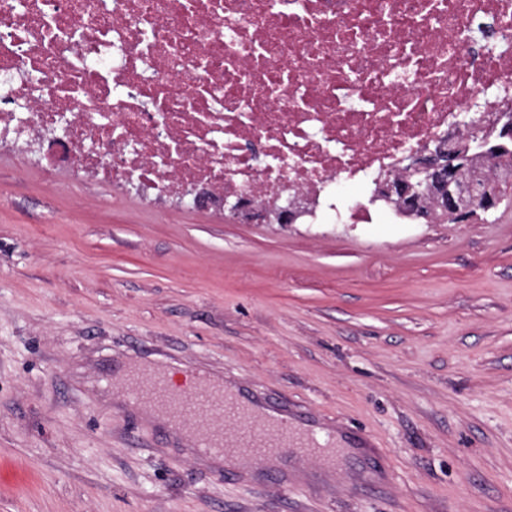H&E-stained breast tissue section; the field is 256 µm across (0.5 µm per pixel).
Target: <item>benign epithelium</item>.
<instances>
[{
	"mask_svg": "<svg viewBox=\"0 0 512 512\" xmlns=\"http://www.w3.org/2000/svg\"><path fill=\"white\" fill-rule=\"evenodd\" d=\"M484 144L477 132L463 138L450 131L437 149L409 155L402 175L376 179L374 195L398 205L411 218L426 222L434 217V213L421 206V200L428 196L444 217L455 223H467L477 211L497 208L502 202V180L512 178L508 170L496 179L484 175V152L480 151ZM229 212L254 222H268L273 217L281 224H292L300 216L302 206L294 199L287 209L272 214L239 200Z\"/></svg>",
	"mask_w": 512,
	"mask_h": 512,
	"instance_id": "benign-epithelium-1",
	"label": "benign epithelium"
}]
</instances>
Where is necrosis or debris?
Wrapping results in <instances>:
<instances>
[{
	"label": "necrosis or debris",
	"mask_w": 512,
	"mask_h": 512,
	"mask_svg": "<svg viewBox=\"0 0 512 512\" xmlns=\"http://www.w3.org/2000/svg\"><path fill=\"white\" fill-rule=\"evenodd\" d=\"M490 21L504 48L475 43ZM512 114V0H0V150L145 200L367 224L341 184L401 173L486 92Z\"/></svg>",
	"instance_id": "1"
}]
</instances>
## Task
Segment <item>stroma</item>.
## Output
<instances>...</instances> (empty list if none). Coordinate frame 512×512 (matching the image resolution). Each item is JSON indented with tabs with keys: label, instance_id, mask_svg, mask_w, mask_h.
Wrapping results in <instances>:
<instances>
[{
	"label": "stroma",
	"instance_id": "35a3bbf8",
	"mask_svg": "<svg viewBox=\"0 0 512 512\" xmlns=\"http://www.w3.org/2000/svg\"><path fill=\"white\" fill-rule=\"evenodd\" d=\"M137 364L368 449L223 467L123 408ZM0 512H512V202L232 223L1 151Z\"/></svg>",
	"mask_w": 512,
	"mask_h": 512
}]
</instances>
